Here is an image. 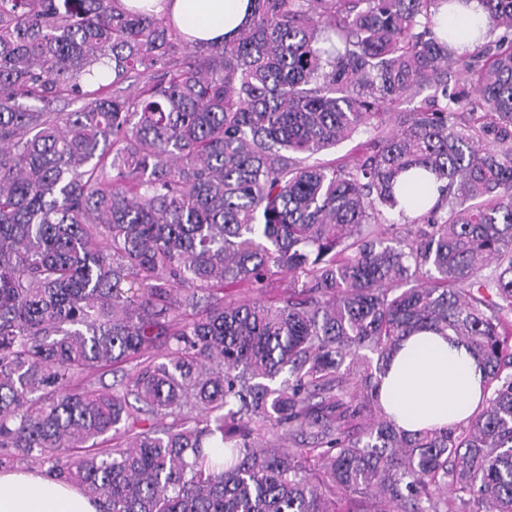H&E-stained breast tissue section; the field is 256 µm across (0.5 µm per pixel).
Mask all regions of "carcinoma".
Segmentation results:
<instances>
[{
    "mask_svg": "<svg viewBox=\"0 0 512 512\" xmlns=\"http://www.w3.org/2000/svg\"><path fill=\"white\" fill-rule=\"evenodd\" d=\"M250 2L209 44L0 0V467L101 512H512V0L461 50L433 16L472 0ZM420 330L484 394L407 435L377 388Z\"/></svg>",
    "mask_w": 512,
    "mask_h": 512,
    "instance_id": "1",
    "label": "carcinoma"
}]
</instances>
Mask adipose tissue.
<instances>
[{
    "instance_id": "1",
    "label": "adipose tissue",
    "mask_w": 512,
    "mask_h": 512,
    "mask_svg": "<svg viewBox=\"0 0 512 512\" xmlns=\"http://www.w3.org/2000/svg\"><path fill=\"white\" fill-rule=\"evenodd\" d=\"M125 7L169 15L180 31L223 42L240 28L249 0H122ZM436 32L454 31L459 44L485 24L479 0L457 15L439 11ZM483 391L482 370L466 346L431 331L403 338L380 388V403L400 429L414 433L466 420ZM0 512H99L97 500L37 471H0Z\"/></svg>"
}]
</instances>
